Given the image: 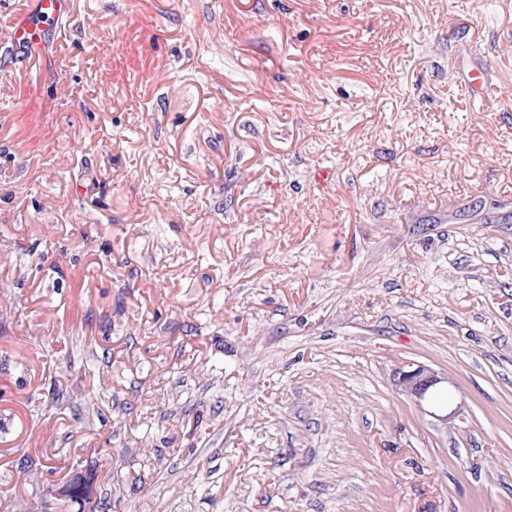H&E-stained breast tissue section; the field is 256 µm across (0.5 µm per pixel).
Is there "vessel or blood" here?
<instances>
[{"mask_svg":"<svg viewBox=\"0 0 512 512\" xmlns=\"http://www.w3.org/2000/svg\"><path fill=\"white\" fill-rule=\"evenodd\" d=\"M70 12L71 0H31L26 13L1 20L10 31V44L0 53V66L8 68L20 60L32 63L42 59L59 22ZM464 86L483 107H491L498 99V88L486 72L470 71Z\"/></svg>","mask_w":512,"mask_h":512,"instance_id":"obj_1","label":"vessel or blood"}]
</instances>
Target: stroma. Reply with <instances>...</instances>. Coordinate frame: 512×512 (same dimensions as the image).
<instances>
[{"mask_svg":"<svg viewBox=\"0 0 512 512\" xmlns=\"http://www.w3.org/2000/svg\"><path fill=\"white\" fill-rule=\"evenodd\" d=\"M474 67L512 87V0H74L0 70V512L99 448L112 512H512V97ZM464 86L474 101L483 107H491L498 99V87L484 71H470L464 80ZM392 380L396 390L412 399L420 408H423L424 403L438 406L433 400L436 393L457 388L447 373L425 364L408 363L398 366L392 372Z\"/></svg>","mask_w":512,"mask_h":512,"instance_id":"stroma-1","label":"stroma"}]
</instances>
